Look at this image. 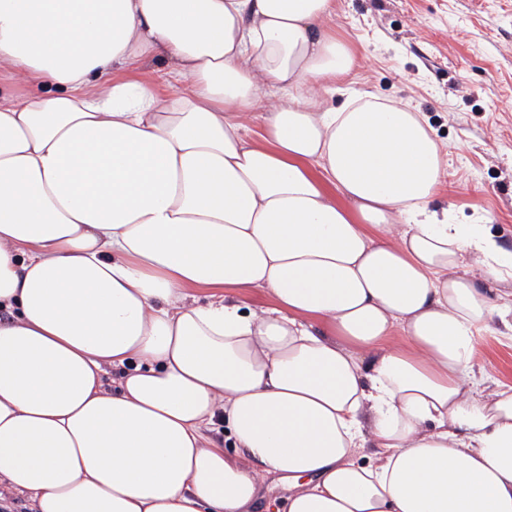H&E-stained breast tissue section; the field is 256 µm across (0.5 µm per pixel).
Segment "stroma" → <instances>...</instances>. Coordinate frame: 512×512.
Returning a JSON list of instances; mask_svg holds the SVG:
<instances>
[{
  "mask_svg": "<svg viewBox=\"0 0 512 512\" xmlns=\"http://www.w3.org/2000/svg\"><path fill=\"white\" fill-rule=\"evenodd\" d=\"M353 87L424 113L448 143V220L488 224L512 250V0H336ZM491 383L512 386V341L479 339Z\"/></svg>",
  "mask_w": 512,
  "mask_h": 512,
  "instance_id": "obj_1",
  "label": "stroma"
}]
</instances>
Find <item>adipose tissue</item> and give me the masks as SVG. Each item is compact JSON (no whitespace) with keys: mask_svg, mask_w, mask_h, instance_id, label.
I'll return each instance as SVG.
<instances>
[{"mask_svg":"<svg viewBox=\"0 0 512 512\" xmlns=\"http://www.w3.org/2000/svg\"><path fill=\"white\" fill-rule=\"evenodd\" d=\"M335 14L0 0V484L33 512H254L272 475L281 512H512L476 368L512 250L436 209L423 113L327 107Z\"/></svg>","mask_w":512,"mask_h":512,"instance_id":"1","label":"adipose tissue"}]
</instances>
